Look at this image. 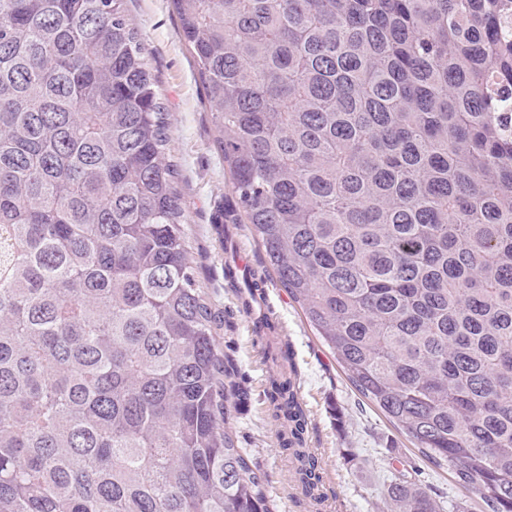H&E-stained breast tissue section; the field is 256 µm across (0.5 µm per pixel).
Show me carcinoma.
I'll use <instances>...</instances> for the list:
<instances>
[{
    "mask_svg": "<svg viewBox=\"0 0 512 512\" xmlns=\"http://www.w3.org/2000/svg\"><path fill=\"white\" fill-rule=\"evenodd\" d=\"M127 0H0V512H274ZM232 192L353 387L512 512V0H173ZM322 498L296 382H271ZM393 512H443L405 473Z\"/></svg>",
    "mask_w": 512,
    "mask_h": 512,
    "instance_id": "carcinoma-1",
    "label": "carcinoma"
}]
</instances>
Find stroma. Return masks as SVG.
Here are the masks:
<instances>
[{
    "mask_svg": "<svg viewBox=\"0 0 512 512\" xmlns=\"http://www.w3.org/2000/svg\"><path fill=\"white\" fill-rule=\"evenodd\" d=\"M127 9L143 34L169 114L189 213V262L223 315L217 341L234 359L235 380L248 392L247 400L232 406L224 427L266 471L276 512H391L385 487L394 471L411 464L424 469L444 512H490L477 495L456 484L451 467L424 463L398 427L359 395L268 270L236 205L215 144L214 119L171 0H127ZM240 242L249 250L246 268L264 288V304L250 311L239 300L243 281L224 275ZM290 368L296 371L298 397L308 417L307 446L323 469L324 496L318 505L294 479L295 461L280 446L282 427L267 397L270 379Z\"/></svg>",
    "mask_w": 512,
    "mask_h": 512,
    "instance_id": "obj_1",
    "label": "stroma"
}]
</instances>
